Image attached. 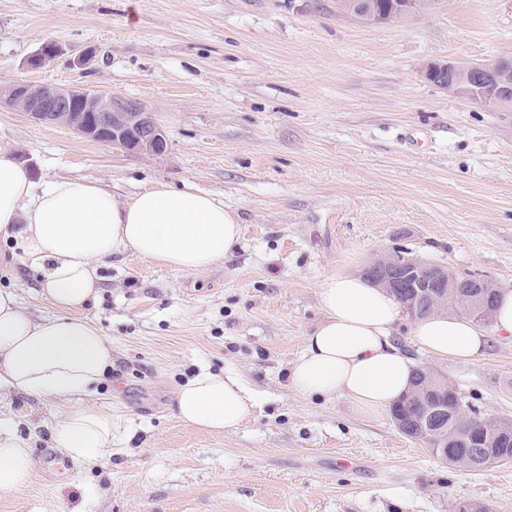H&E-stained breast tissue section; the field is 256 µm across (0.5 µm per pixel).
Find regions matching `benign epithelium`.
<instances>
[{
	"label": "benign epithelium",
	"mask_w": 512,
	"mask_h": 512,
	"mask_svg": "<svg viewBox=\"0 0 512 512\" xmlns=\"http://www.w3.org/2000/svg\"><path fill=\"white\" fill-rule=\"evenodd\" d=\"M336 9L363 24L381 25L416 12L419 0H336ZM65 54L62 44L46 40L23 60L21 68L36 71ZM423 73L429 82L454 97L490 108L512 104L511 62L467 66L430 62ZM0 101L36 123L66 126L85 139L109 143L132 154L156 156L167 148L164 130L144 104L109 92L24 79L1 84ZM365 274L393 293L413 319L424 311H440L448 296L457 293L466 296L476 321H490L488 294L495 289L491 280L460 276L444 265L401 253L374 260ZM411 400L420 401L421 409L408 423L401 408ZM391 415L402 434L439 451L443 461L448 459L449 448L457 446L475 449L474 466L493 463L483 454L486 420L470 427L455 424L457 414L448 411V376L442 373L430 368L422 373V380Z\"/></svg>",
	"instance_id": "1"
}]
</instances>
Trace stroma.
I'll use <instances>...</instances> for the list:
<instances>
[{"instance_id": "1", "label": "stroma", "mask_w": 512, "mask_h": 512, "mask_svg": "<svg viewBox=\"0 0 512 512\" xmlns=\"http://www.w3.org/2000/svg\"><path fill=\"white\" fill-rule=\"evenodd\" d=\"M46 40L66 56L22 70ZM89 48L90 64L71 65ZM503 58L512 0H428L379 26L335 0H0V83L100 88L143 103L167 136L165 153L142 157L0 105V146L35 181L81 178L123 199L187 185L242 229L201 272L128 251L100 266L82 314L112 346L93 397L112 415V447L75 464L52 445L60 404L0 390V427L37 462L0 490V512H512V462L457 468L388 414L290 386L327 276L400 251L512 282V107L451 97L422 73ZM39 280L0 237V289L33 317L55 315ZM396 338L485 416L512 419V336L490 335L467 363ZM204 370L253 390L239 427L210 433L174 415L176 391Z\"/></svg>"}]
</instances>
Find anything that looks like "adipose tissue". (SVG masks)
<instances>
[{"mask_svg": "<svg viewBox=\"0 0 512 512\" xmlns=\"http://www.w3.org/2000/svg\"><path fill=\"white\" fill-rule=\"evenodd\" d=\"M0 236L19 240L42 273V296L57 310L32 319L15 294L0 290V388L63 404L52 443L74 463L91 461L112 441L111 414L84 400L112 370L111 345L80 315L99 297V265L128 250L173 269L202 271L237 246V217L209 194L165 185L127 200L80 179L39 185L0 148ZM320 300L325 317L304 340L293 389L343 397L362 415L389 410L410 389L416 369L394 338L399 302L359 273L326 277ZM409 336L432 356L458 362L489 344L482 325L445 313L414 319ZM252 402L240 377L204 371L177 391L174 410L184 423L221 433L239 426ZM34 467L22 441L0 429V490L24 485Z\"/></svg>", "mask_w": 512, "mask_h": 512, "instance_id": "adipose-tissue-1", "label": "adipose tissue"}]
</instances>
